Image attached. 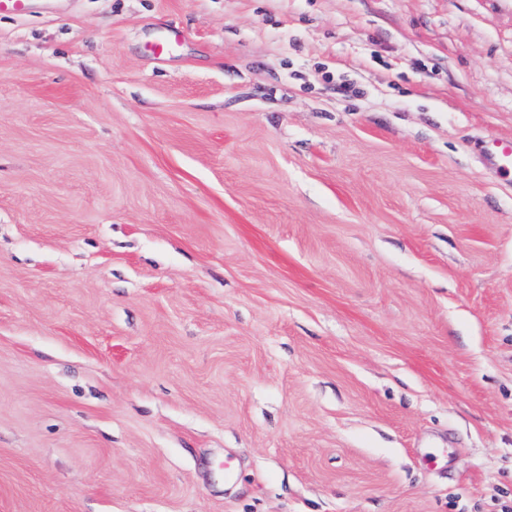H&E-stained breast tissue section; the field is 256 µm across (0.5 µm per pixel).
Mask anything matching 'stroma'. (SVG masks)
I'll return each mask as SVG.
<instances>
[{"label": "stroma", "instance_id": "1", "mask_svg": "<svg viewBox=\"0 0 512 512\" xmlns=\"http://www.w3.org/2000/svg\"><path fill=\"white\" fill-rule=\"evenodd\" d=\"M492 139L512 0L0 15V512H512Z\"/></svg>", "mask_w": 512, "mask_h": 512}]
</instances>
